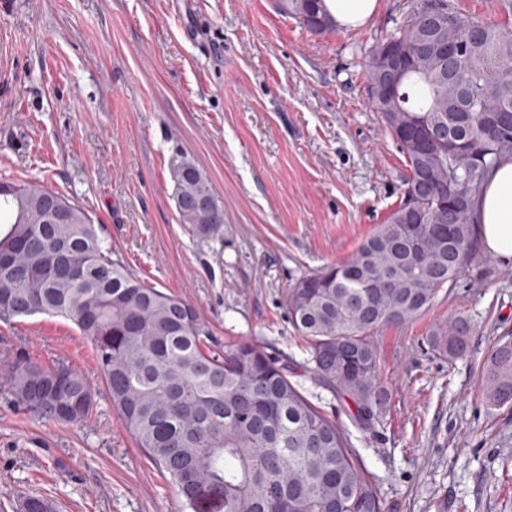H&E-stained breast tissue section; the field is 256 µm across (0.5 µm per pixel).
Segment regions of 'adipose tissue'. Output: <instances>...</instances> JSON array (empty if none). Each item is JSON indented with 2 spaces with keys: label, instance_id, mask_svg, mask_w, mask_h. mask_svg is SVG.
I'll list each match as a JSON object with an SVG mask.
<instances>
[{
  "label": "adipose tissue",
  "instance_id": "1",
  "mask_svg": "<svg viewBox=\"0 0 512 512\" xmlns=\"http://www.w3.org/2000/svg\"><path fill=\"white\" fill-rule=\"evenodd\" d=\"M378 0H322V9L336 27L353 29L367 23ZM475 220L484 249L512 262V157L502 158L489 171Z\"/></svg>",
  "mask_w": 512,
  "mask_h": 512
}]
</instances>
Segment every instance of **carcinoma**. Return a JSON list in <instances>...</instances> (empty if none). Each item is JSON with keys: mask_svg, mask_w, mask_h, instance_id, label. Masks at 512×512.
Masks as SVG:
<instances>
[{"mask_svg": "<svg viewBox=\"0 0 512 512\" xmlns=\"http://www.w3.org/2000/svg\"><path fill=\"white\" fill-rule=\"evenodd\" d=\"M321 0H280L306 28L331 26ZM448 14L444 36L466 43L448 59L453 80L433 58L412 60L418 29L392 33L404 64L393 90L373 105L410 170L403 198L386 221L337 266L298 279L286 291L288 318L310 349L316 381L355 407L368 432L380 422L386 391L374 333L420 316L465 271L476 251L474 207L489 171L512 155V32L460 17L444 0L413 8ZM492 33L477 38L472 27ZM179 223L208 242L224 226V200L184 157L170 167ZM51 199L69 212L43 217ZM46 314L91 339L125 427L185 507L216 512H383L364 463L336 420L292 380L293 368L253 343L219 348L211 324L190 303L147 285L111 258L102 225L63 194L27 181L0 183V321ZM470 326L448 321L427 337L439 354L463 355ZM485 398L512 402V341L491 351L481 371ZM27 411L56 421L86 420L93 394L77 369L17 358L0 375Z\"/></svg>", "mask_w": 512, "mask_h": 512, "instance_id": "cac0c4a2", "label": "carcinoma"}]
</instances>
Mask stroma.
I'll return each instance as SVG.
<instances>
[{
	"mask_svg": "<svg viewBox=\"0 0 512 512\" xmlns=\"http://www.w3.org/2000/svg\"><path fill=\"white\" fill-rule=\"evenodd\" d=\"M415 3L378 0L363 27L316 33L278 0H0V183L79 202L113 258L195 305L220 341L288 359L362 457L384 512H512V403L486 404L480 385L493 347L512 340V262L479 251L421 316L377 331L388 413L371 434L313 381L284 303L290 284L349 259L401 201L410 171L366 67ZM179 153L224 201L214 240L177 220ZM454 317L470 342L450 360L427 338ZM19 356L79 370L94 405L66 424L0 394V512L31 495L53 512H184L75 324L0 321V370Z\"/></svg>",
	"mask_w": 512,
	"mask_h": 512,
	"instance_id": "35a3bbf8",
	"label": "stroma"
}]
</instances>
